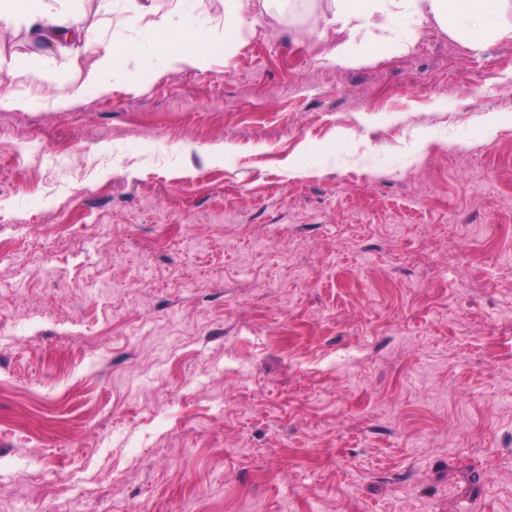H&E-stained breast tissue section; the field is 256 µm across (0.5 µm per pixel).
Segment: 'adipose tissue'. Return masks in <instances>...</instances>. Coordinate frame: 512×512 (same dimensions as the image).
I'll return each instance as SVG.
<instances>
[{
    "label": "adipose tissue",
    "instance_id": "adipose-tissue-1",
    "mask_svg": "<svg viewBox=\"0 0 512 512\" xmlns=\"http://www.w3.org/2000/svg\"><path fill=\"white\" fill-rule=\"evenodd\" d=\"M117 2L129 28L150 34L154 52L166 59L169 68L179 69L205 67L215 52L232 56L249 31L254 0H224V34L199 51L194 45L204 39L203 29L187 15L160 21L156 0ZM330 4L328 23L336 28V43L327 57L339 65L358 64L378 47L403 49L415 24H436L475 49L512 39V0H330ZM20 23L50 49L88 56L82 81L70 86L74 99L90 87L108 89L133 47L128 40L106 42L81 30L75 0H0V26Z\"/></svg>",
    "mask_w": 512,
    "mask_h": 512
}]
</instances>
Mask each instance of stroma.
I'll list each match as a JSON object with an SVG mask.
<instances>
[{"label": "stroma", "instance_id": "obj_1", "mask_svg": "<svg viewBox=\"0 0 512 512\" xmlns=\"http://www.w3.org/2000/svg\"><path fill=\"white\" fill-rule=\"evenodd\" d=\"M112 2L62 107L0 29V512H512V40L339 66L298 0L173 70Z\"/></svg>", "mask_w": 512, "mask_h": 512}]
</instances>
